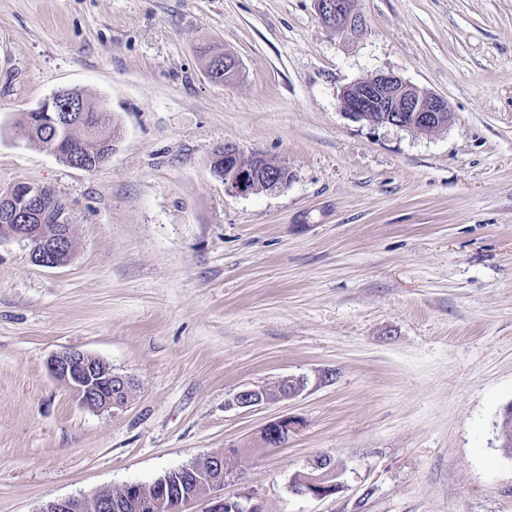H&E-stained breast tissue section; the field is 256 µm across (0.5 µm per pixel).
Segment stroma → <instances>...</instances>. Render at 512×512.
Here are the masks:
<instances>
[{
    "label": "stroma",
    "mask_w": 512,
    "mask_h": 512,
    "mask_svg": "<svg viewBox=\"0 0 512 512\" xmlns=\"http://www.w3.org/2000/svg\"><path fill=\"white\" fill-rule=\"evenodd\" d=\"M0 0V189L52 187L74 254L0 239V512L149 483L224 448L225 496L260 512H512V0ZM233 55L211 83L198 49ZM392 72L447 100L429 135L343 112ZM60 89L118 127L88 172L23 118ZM236 144L290 180L247 195L210 168ZM75 347L131 376L126 408L55 380ZM297 395L232 406L245 387ZM300 426L260 449L269 421ZM320 456L339 491L297 494ZM352 0H315L322 23L336 32L355 29L362 25L361 17L352 13Z\"/></svg>",
    "instance_id": "obj_1"
}]
</instances>
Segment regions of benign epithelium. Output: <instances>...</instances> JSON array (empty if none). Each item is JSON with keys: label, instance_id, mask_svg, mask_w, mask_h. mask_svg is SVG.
<instances>
[{"label": "benign epithelium", "instance_id": "1", "mask_svg": "<svg viewBox=\"0 0 512 512\" xmlns=\"http://www.w3.org/2000/svg\"><path fill=\"white\" fill-rule=\"evenodd\" d=\"M317 14L322 23L337 32L355 29L362 19L352 13L351 0H315ZM341 109L358 118L365 112H380L377 126L407 128L419 133H432L447 125L444 113L448 102L407 83L392 72H380L342 88L339 96ZM84 106L69 97L66 90L59 91L34 109V116L42 123L60 131L70 129L82 117ZM239 147L224 144V168L228 173L224 184L238 194L254 189L258 174L279 184L288 181V167L266 168L267 159L254 154L249 162H242ZM54 190L29 182H17L0 192V214L11 224L0 231L1 237H10L32 245L31 257L35 264L46 268L67 265L73 257L72 227L69 224L43 223L44 201ZM51 376L72 388L80 402L92 409L122 408L129 400V382L126 376L113 372L112 366L101 358L77 348H66L51 356L48 362ZM300 390V384L283 380L275 389L244 388L238 391L233 404L239 408H252L262 404L290 398ZM298 429V421L288 417L268 422L260 431L259 448H277ZM184 471L194 477L190 483L176 484L164 480L156 491L157 503L167 505L168 512H182V507L196 500H205V512H259L245 507L239 500L220 493L233 473L224 470V456L215 451L186 466ZM338 474L332 466L311 464V469L299 475L294 484L297 493L323 498L340 488ZM119 498L112 490L104 489L91 496H73L47 503L39 512H112L113 503L121 500L128 504L146 502L148 493L140 483H127L118 489Z\"/></svg>", "mask_w": 512, "mask_h": 512}]
</instances>
